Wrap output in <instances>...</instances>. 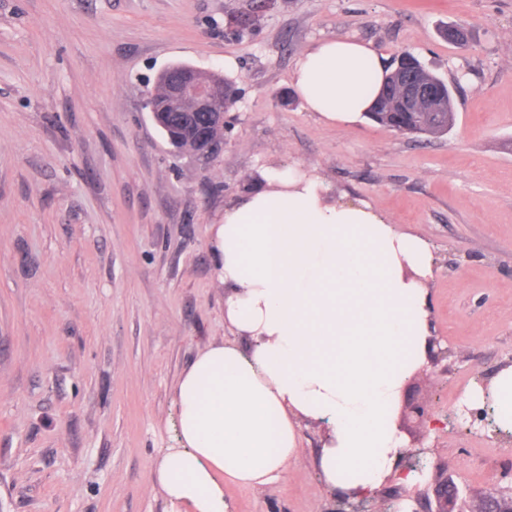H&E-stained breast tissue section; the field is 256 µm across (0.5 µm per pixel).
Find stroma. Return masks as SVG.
Instances as JSON below:
<instances>
[{
    "label": "stroma",
    "mask_w": 512,
    "mask_h": 512,
    "mask_svg": "<svg viewBox=\"0 0 512 512\" xmlns=\"http://www.w3.org/2000/svg\"><path fill=\"white\" fill-rule=\"evenodd\" d=\"M250 0H0V512H170L154 485L176 446L175 388L211 344L247 341L224 321L211 227L254 175L316 168L437 256L430 326L447 376L406 381L401 470L367 512H415L447 469L472 498L512 494V445L462 419L480 380L512 362V0H276L227 38ZM467 45L448 43V25ZM348 36L393 63L416 56L454 88L448 134L369 119L330 123L294 96L314 42ZM185 63L234 81L224 151L175 156L144 103ZM325 431L300 426L284 480L231 483L233 512H336L313 465Z\"/></svg>",
    "instance_id": "obj_1"
}]
</instances>
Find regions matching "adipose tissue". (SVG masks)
Here are the masks:
<instances>
[{"label":"adipose tissue","mask_w":512,"mask_h":512,"mask_svg":"<svg viewBox=\"0 0 512 512\" xmlns=\"http://www.w3.org/2000/svg\"><path fill=\"white\" fill-rule=\"evenodd\" d=\"M387 71L364 43L325 38L292 84L308 111L352 121ZM211 251L224 319L248 345H210L178 380V445L155 463L171 512H230L225 483L259 491L284 479L304 421L325 427L316 464L328 488L372 498L398 474L396 408L426 362L428 244L291 165L259 172L225 207Z\"/></svg>","instance_id":"1"}]
</instances>
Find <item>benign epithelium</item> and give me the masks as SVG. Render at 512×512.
Returning a JSON list of instances; mask_svg holds the SVG:
<instances>
[{
	"instance_id": "obj_1",
	"label": "benign epithelium",
	"mask_w": 512,
	"mask_h": 512,
	"mask_svg": "<svg viewBox=\"0 0 512 512\" xmlns=\"http://www.w3.org/2000/svg\"><path fill=\"white\" fill-rule=\"evenodd\" d=\"M273 0H261L257 10L248 17L235 18L226 24L225 32L238 35L251 29L252 22L259 13L268 9ZM413 58L403 55L396 68L389 75L392 88L396 90L392 107L398 112H432L441 98L438 80L431 82L422 76L409 73ZM225 84L222 81H209L203 71L191 65L171 66L165 71L160 92H150L146 105L156 125L166 123V113L180 115V123L186 136L193 143L190 155L201 162H209L221 155L223 147L216 146L213 132L224 127ZM429 357L432 365L439 368V374L448 373V349L439 347V342L431 340ZM433 498H425V512H465L463 491L446 473L436 474ZM476 512H512V497L508 499L489 496L484 498Z\"/></svg>"
}]
</instances>
